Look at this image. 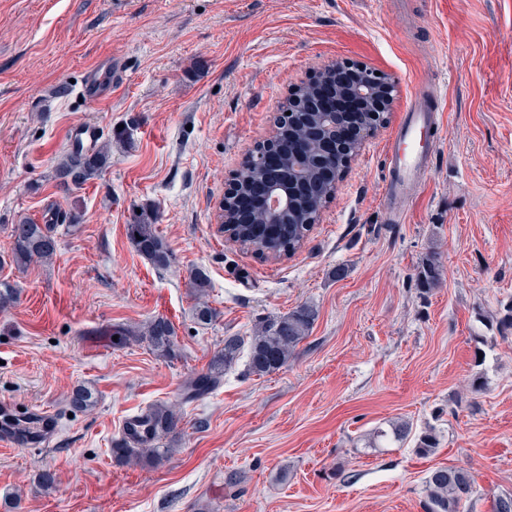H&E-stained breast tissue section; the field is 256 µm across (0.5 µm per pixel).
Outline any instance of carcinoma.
Listing matches in <instances>:
<instances>
[{"label":"carcinoma","instance_id":"1","mask_svg":"<svg viewBox=\"0 0 512 512\" xmlns=\"http://www.w3.org/2000/svg\"><path fill=\"white\" fill-rule=\"evenodd\" d=\"M107 159L108 147L105 145L73 147L57 165L55 178L67 188L80 187L101 174ZM334 190L332 183L315 177L307 192L296 198L293 211L287 214L289 223L271 229L264 227L257 234L249 225L238 224L231 229L232 238L244 248L260 250L275 259L293 254L302 246L313 227L314 217ZM155 223L156 217L150 212L136 214L132 224L128 225V235L137 250L155 266L166 268L171 263L172 254L158 235ZM11 237L12 262L19 268L55 254L56 241L45 224L29 219L20 220L12 225ZM315 316V309L303 304L284 316L260 323L247 340L242 336L224 337V347L213 355L206 372L184 383L183 399L194 400L216 388L224 377V370L235 362L246 344L249 345L248 367L251 373L262 376L287 366L297 346L308 338ZM141 336L162 355L174 351V329L162 318L151 321ZM69 406L75 411L93 408V392L86 387L74 389ZM177 419L174 409L160 404L126 422L124 433L112 449L114 459L120 464L163 460L169 449L159 447L158 442L174 431ZM44 421L45 416L37 412L17 413L0 409V434L8 436L18 445L39 443L45 436ZM375 434L381 441L401 443L412 434V426L403 422L392 425L388 430L379 428ZM438 445L437 433L428 429L417 436L414 451L429 456L435 453ZM424 492L425 512H467V506L475 494L474 475L470 469L462 466L436 467L425 478Z\"/></svg>","mask_w":512,"mask_h":512}]
</instances>
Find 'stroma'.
Returning a JSON list of instances; mask_svg holds the SVG:
<instances>
[{
    "mask_svg": "<svg viewBox=\"0 0 512 512\" xmlns=\"http://www.w3.org/2000/svg\"><path fill=\"white\" fill-rule=\"evenodd\" d=\"M119 58L111 98L79 99L86 68ZM347 60L397 84L318 224L273 259L224 237V191L274 129L288 91ZM435 85L441 147L417 200L382 199L386 149L419 84ZM95 123L112 154L81 189L54 170L73 127ZM147 209L173 254L132 245ZM56 252L19 269L11 226L47 211ZM440 280H418L428 253ZM210 279L201 324L190 273ZM0 408L52 418L40 443L0 438V512H424L440 465L470 467L473 512L512 493V0H0ZM317 311L287 366L180 404L230 335L298 305ZM163 318L176 357L137 331ZM481 390H473L475 378ZM91 388L95 406L71 412ZM179 403L161 464L117 463L126 419ZM434 427L369 448L394 421ZM55 474L53 488L38 482Z\"/></svg>",
    "mask_w": 512,
    "mask_h": 512,
    "instance_id": "1",
    "label": "stroma"
}]
</instances>
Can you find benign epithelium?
Listing matches in <instances>:
<instances>
[{"instance_id": "benign-epithelium-1", "label": "benign epithelium", "mask_w": 512, "mask_h": 512, "mask_svg": "<svg viewBox=\"0 0 512 512\" xmlns=\"http://www.w3.org/2000/svg\"><path fill=\"white\" fill-rule=\"evenodd\" d=\"M349 98L359 105L360 115L367 122L358 124L357 134L348 145L339 142L338 133L345 123L346 114L335 110L332 100ZM397 99L395 81L385 73L375 74V69L364 64L336 62L325 66L317 83L291 90L285 103L288 112L280 117L292 123L299 118H311L309 137L319 146L312 151L303 144H296L286 152L278 151L277 136L258 145V163L276 173V181L256 180L237 193L230 188L224 195V224H274L276 220L252 214L248 220L241 217L242 203L254 195L272 212L288 206L291 198L302 192L307 181L320 175L339 182L351 157L343 156L349 148H358L364 139L384 125Z\"/></svg>"}]
</instances>
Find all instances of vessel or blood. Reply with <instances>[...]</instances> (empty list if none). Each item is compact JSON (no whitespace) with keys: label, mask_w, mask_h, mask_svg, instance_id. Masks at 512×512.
Segmentation results:
<instances>
[{"label":"vessel or blood","mask_w":512,"mask_h":512,"mask_svg":"<svg viewBox=\"0 0 512 512\" xmlns=\"http://www.w3.org/2000/svg\"><path fill=\"white\" fill-rule=\"evenodd\" d=\"M80 94L93 104L111 97L112 84L104 79L100 67L86 70ZM433 99L430 90L416 89L406 119L389 147L388 177L382 187L386 206L417 196L431 169L441 143L436 133L438 120Z\"/></svg>","instance_id":"1"}]
</instances>
